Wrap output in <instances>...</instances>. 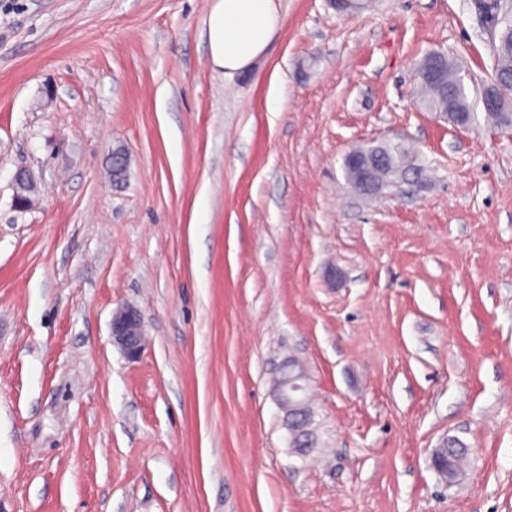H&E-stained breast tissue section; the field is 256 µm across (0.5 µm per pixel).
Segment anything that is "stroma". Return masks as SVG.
<instances>
[{
    "label": "stroma",
    "mask_w": 512,
    "mask_h": 512,
    "mask_svg": "<svg viewBox=\"0 0 512 512\" xmlns=\"http://www.w3.org/2000/svg\"><path fill=\"white\" fill-rule=\"evenodd\" d=\"M213 2L0 0V512H512V127L415 94L432 51L490 82L488 28L471 0H274L230 75ZM398 141L419 178L357 193L345 156ZM112 343L117 345L128 359H137L143 350L144 326L140 312L124 308L112 316ZM307 385V373L299 364L293 360L282 364L275 390L293 448H314L310 413L302 402ZM447 444L446 448H438L437 452L445 463H447L448 459V471L444 473L443 477L449 481L455 479L463 469L466 462V452L465 448L455 440H448Z\"/></svg>",
    "instance_id": "1"
}]
</instances>
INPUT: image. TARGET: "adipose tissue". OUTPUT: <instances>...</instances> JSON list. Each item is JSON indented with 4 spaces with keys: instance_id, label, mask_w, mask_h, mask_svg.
Masks as SVG:
<instances>
[{
    "instance_id": "adipose-tissue-1",
    "label": "adipose tissue",
    "mask_w": 512,
    "mask_h": 512,
    "mask_svg": "<svg viewBox=\"0 0 512 512\" xmlns=\"http://www.w3.org/2000/svg\"><path fill=\"white\" fill-rule=\"evenodd\" d=\"M206 25L213 64L240 73L264 52L279 15L273 0H215Z\"/></svg>"
}]
</instances>
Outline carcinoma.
I'll use <instances>...</instances> for the list:
<instances>
[{
	"label": "carcinoma",
	"mask_w": 512,
	"mask_h": 512,
	"mask_svg": "<svg viewBox=\"0 0 512 512\" xmlns=\"http://www.w3.org/2000/svg\"><path fill=\"white\" fill-rule=\"evenodd\" d=\"M504 33L501 42L494 47L498 58L496 73L503 79H512V11L507 9L500 17ZM427 59L421 60L419 66V101L430 112H437L453 123L466 120L476 121L475 107L483 103V97L473 102L470 100L469 89L464 86L459 70L449 61H444V83L432 81L425 68ZM374 152L383 153L386 167L391 170L404 171L409 167V151L400 144L385 145L372 148ZM440 457L448 461V471L444 478L452 480L463 469L466 452L458 442L448 441V446L437 449Z\"/></svg>",
	"instance_id": "obj_1"
}]
</instances>
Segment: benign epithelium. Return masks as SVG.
I'll return each mask as SVG.
<instances>
[{"label":"benign epithelium","instance_id":"benign-epithelium-1","mask_svg":"<svg viewBox=\"0 0 512 512\" xmlns=\"http://www.w3.org/2000/svg\"><path fill=\"white\" fill-rule=\"evenodd\" d=\"M503 0H474V6L482 14L490 27L499 29L498 18ZM509 96L507 82L496 78L484 90V104L487 109L506 112L509 110ZM348 157L354 170V187L364 193L377 188L371 181V171L378 164L379 157L373 154L362 155L358 151L349 152ZM13 181L16 189L14 195L15 206L25 209L29 205L27 192L30 188V177L27 170L20 168ZM112 343L117 345L127 358H138L143 350L144 326L140 312L135 308H124L112 316L111 326ZM308 385L306 371L295 361L288 360L280 368L279 376L275 382V390L281 410L284 413V422L288 429L291 445L294 448L313 447L312 432L310 429V413L303 403V394Z\"/></svg>","mask_w":512,"mask_h":512}]
</instances>
